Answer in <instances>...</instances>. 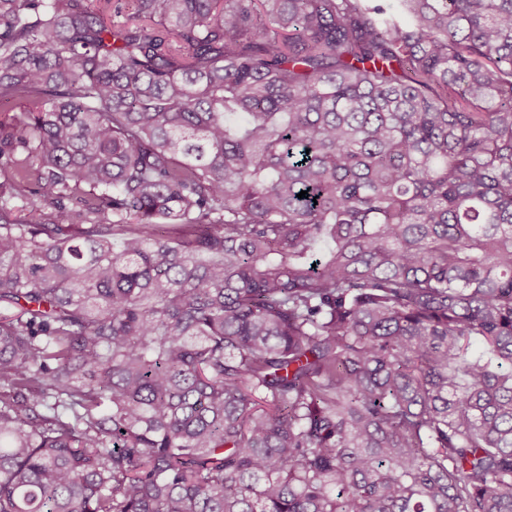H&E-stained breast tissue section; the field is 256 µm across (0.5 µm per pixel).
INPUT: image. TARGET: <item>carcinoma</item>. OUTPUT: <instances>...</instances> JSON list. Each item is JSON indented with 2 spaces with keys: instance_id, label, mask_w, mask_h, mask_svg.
Wrapping results in <instances>:
<instances>
[{
  "instance_id": "cac0c4a2",
  "label": "carcinoma",
  "mask_w": 512,
  "mask_h": 512,
  "mask_svg": "<svg viewBox=\"0 0 512 512\" xmlns=\"http://www.w3.org/2000/svg\"><path fill=\"white\" fill-rule=\"evenodd\" d=\"M121 9L0 0V512H512V0Z\"/></svg>"
}]
</instances>
